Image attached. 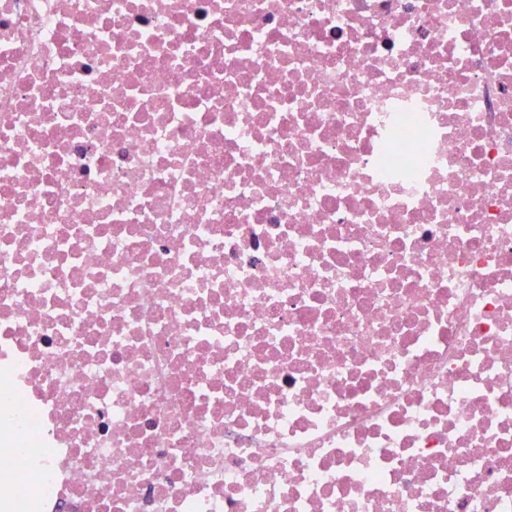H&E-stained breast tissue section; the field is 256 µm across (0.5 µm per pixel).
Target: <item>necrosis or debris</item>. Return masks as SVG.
Here are the masks:
<instances>
[{
	"label": "necrosis or debris",
	"mask_w": 512,
	"mask_h": 512,
	"mask_svg": "<svg viewBox=\"0 0 512 512\" xmlns=\"http://www.w3.org/2000/svg\"><path fill=\"white\" fill-rule=\"evenodd\" d=\"M0 512H512V0H0Z\"/></svg>",
	"instance_id": "4bbe7bcc"
}]
</instances>
